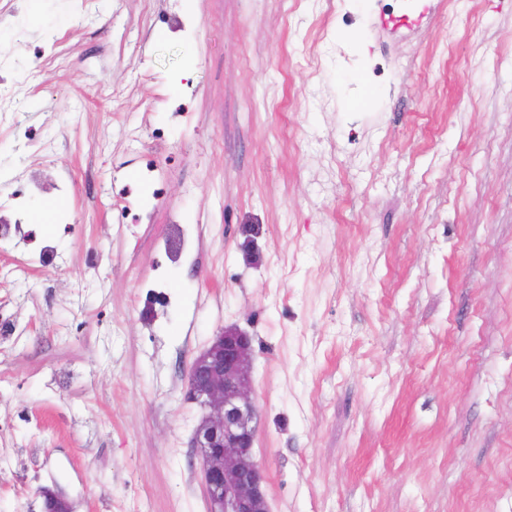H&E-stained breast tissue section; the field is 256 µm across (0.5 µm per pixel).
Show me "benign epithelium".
<instances>
[{"mask_svg": "<svg viewBox=\"0 0 512 512\" xmlns=\"http://www.w3.org/2000/svg\"><path fill=\"white\" fill-rule=\"evenodd\" d=\"M252 368L251 340L236 328L222 331L191 367L189 398L208 410L191 447L199 453L210 512H270L265 470L252 453ZM41 495L42 512H71L61 495L50 489Z\"/></svg>", "mask_w": 512, "mask_h": 512, "instance_id": "7a95c632", "label": "benign epithelium"}]
</instances>
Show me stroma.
<instances>
[{
    "instance_id": "35a3bbf8",
    "label": "stroma",
    "mask_w": 512,
    "mask_h": 512,
    "mask_svg": "<svg viewBox=\"0 0 512 512\" xmlns=\"http://www.w3.org/2000/svg\"><path fill=\"white\" fill-rule=\"evenodd\" d=\"M390 4L0 0V512H209L227 327L272 512H512V0ZM25 80H16L10 84H1L0 112H17L24 95Z\"/></svg>"
}]
</instances>
